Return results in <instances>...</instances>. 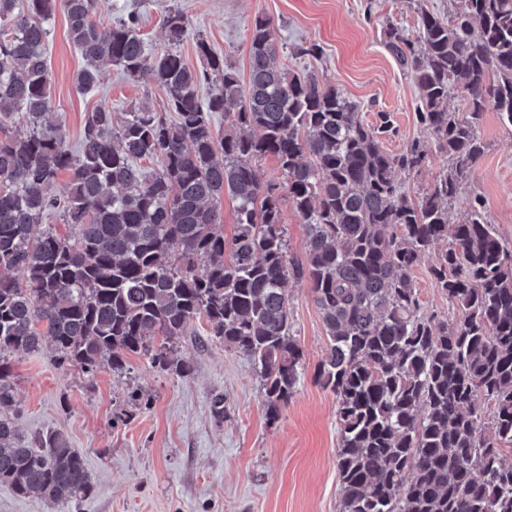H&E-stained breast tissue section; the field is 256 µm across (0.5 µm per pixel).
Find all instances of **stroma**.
<instances>
[{
    "instance_id": "obj_1",
    "label": "stroma",
    "mask_w": 512,
    "mask_h": 512,
    "mask_svg": "<svg viewBox=\"0 0 512 512\" xmlns=\"http://www.w3.org/2000/svg\"><path fill=\"white\" fill-rule=\"evenodd\" d=\"M172 8L189 22L179 46L185 63L200 68L195 40L201 37L233 62L243 80L252 24L259 16L271 18L284 69L336 87L358 104L364 121H374L380 110L393 113L389 152L423 141L428 161L403 183L413 198L431 188L446 158L416 122L415 85L385 50L383 27L390 22L417 34L419 9L445 16L451 0H105L94 20L106 30L136 13L148 49L158 52L166 47L162 20ZM46 26L51 101L68 147H76L87 115L98 106L117 113L142 104L162 109L164 93L157 85L115 67L105 70L94 91H79L75 77L84 59L67 36L63 11H55ZM312 44L320 46L319 56L299 55V48ZM480 136L485 150L449 219L458 221L466 200L480 197L488 223L512 242V126L490 108ZM434 261V253L422 256L413 280L424 308L448 319L453 310L429 275ZM288 293L305 374L274 424L250 359L209 341L202 320L179 343L195 367L188 378L158 372L143 357L131 358L126 376L104 368L90 379L78 369L58 367L46 351L17 358L21 433L35 445L52 433L66 437L83 454L94 491L87 503L61 508L0 486V512H338L337 402L314 381L325 353L324 324L309 288L293 284ZM134 390L140 400H130ZM218 397L224 400L220 421L212 415ZM123 410L131 420H117Z\"/></svg>"
}]
</instances>
